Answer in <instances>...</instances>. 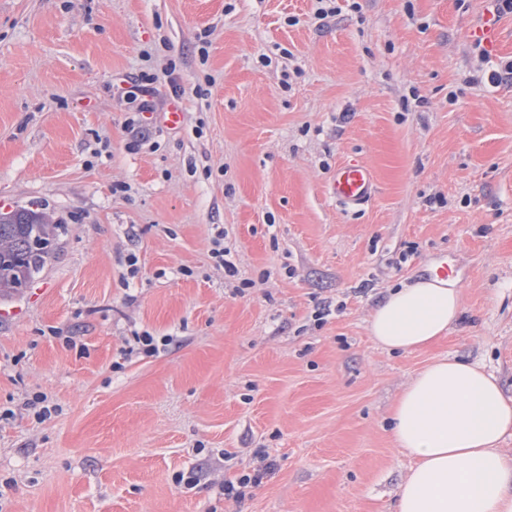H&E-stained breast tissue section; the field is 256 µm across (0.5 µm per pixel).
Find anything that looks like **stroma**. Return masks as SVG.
I'll return each instance as SVG.
<instances>
[{
    "label": "stroma",
    "instance_id": "35a3bbf8",
    "mask_svg": "<svg viewBox=\"0 0 512 512\" xmlns=\"http://www.w3.org/2000/svg\"><path fill=\"white\" fill-rule=\"evenodd\" d=\"M358 3L319 25L316 0H0V210L61 226L0 299V512H396L415 459L390 410L418 370L456 357L512 400V84L474 82L470 35L496 20L510 60L512 14ZM144 72L141 129L124 90ZM348 160L378 183L358 212L328 193ZM441 260L448 335L377 347L388 288ZM143 332L173 342L147 357ZM266 457H262L263 465L259 468H253L251 471L242 473L236 478V485L233 481H226L224 483V497L234 498L236 500L242 499L245 495L244 488L252 487L261 482L263 475L271 469V462L264 463Z\"/></svg>",
    "mask_w": 512,
    "mask_h": 512
}]
</instances>
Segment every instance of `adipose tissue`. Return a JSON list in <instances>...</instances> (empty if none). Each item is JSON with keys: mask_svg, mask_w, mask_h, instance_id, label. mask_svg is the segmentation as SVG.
<instances>
[{"mask_svg": "<svg viewBox=\"0 0 512 512\" xmlns=\"http://www.w3.org/2000/svg\"><path fill=\"white\" fill-rule=\"evenodd\" d=\"M461 292L430 277L391 289L369 321L374 342L413 352L447 335ZM398 448L417 460L398 490L397 512H512V401L496 378L455 358L435 359L403 387L391 412Z\"/></svg>", "mask_w": 512, "mask_h": 512, "instance_id": "ef3b65f1", "label": "adipose tissue"}]
</instances>
